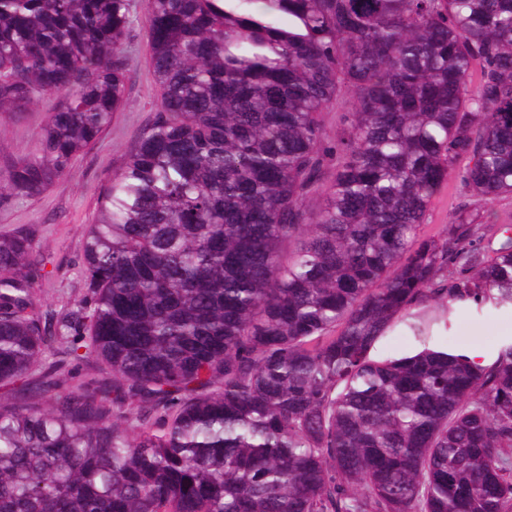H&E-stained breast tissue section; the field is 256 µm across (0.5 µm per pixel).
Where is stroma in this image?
Wrapping results in <instances>:
<instances>
[{"mask_svg":"<svg viewBox=\"0 0 512 512\" xmlns=\"http://www.w3.org/2000/svg\"><path fill=\"white\" fill-rule=\"evenodd\" d=\"M125 51L131 59L125 101L97 144L78 156L65 175L40 196L0 206V233L25 224L38 225L40 250L48 263L47 276L38 283L36 293L57 307L83 292L79 262L104 181L159 102L146 24L131 30ZM59 102L58 96H47L31 104L20 120L0 119V160L11 162L38 154L40 130ZM510 339L512 308L489 307L479 312L460 310L446 341L469 354L488 358Z\"/></svg>","mask_w":512,"mask_h":512,"instance_id":"1","label":"stroma"}]
</instances>
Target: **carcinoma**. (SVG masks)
Here are the masks:
<instances>
[{
  "instance_id": "obj_1",
  "label": "carcinoma",
  "mask_w": 512,
  "mask_h": 512,
  "mask_svg": "<svg viewBox=\"0 0 512 512\" xmlns=\"http://www.w3.org/2000/svg\"><path fill=\"white\" fill-rule=\"evenodd\" d=\"M132 4L0 0V116L62 97L0 205L111 123ZM144 21L160 101L82 295L41 302L38 227L0 233V397L39 400L0 403V512H512V343L480 363L432 342L512 307V235L481 213L512 195V0H144ZM451 175L468 199L428 234ZM398 322L418 348L375 356ZM55 344L112 382L32 378ZM351 92L343 87L336 102L325 112H322V120L326 130V142L329 145L336 144V130L340 128L342 116L351 107Z\"/></svg>"
}]
</instances>
